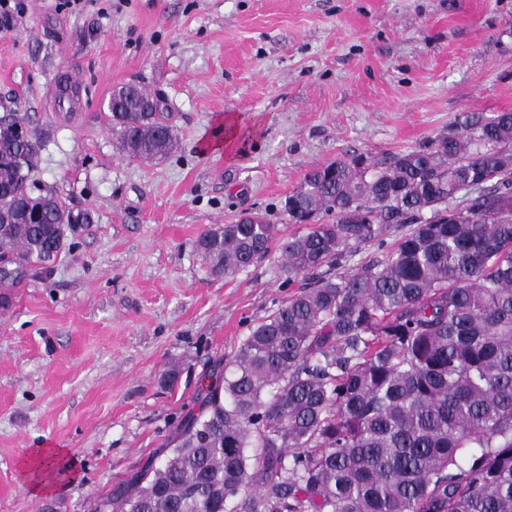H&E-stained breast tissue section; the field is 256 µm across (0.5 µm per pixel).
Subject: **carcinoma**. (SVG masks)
<instances>
[{"mask_svg": "<svg viewBox=\"0 0 512 512\" xmlns=\"http://www.w3.org/2000/svg\"><path fill=\"white\" fill-rule=\"evenodd\" d=\"M134 83L112 92L132 158H164L169 114ZM455 130L389 156L308 171L284 208L296 291L252 326L201 392L177 445L97 512H512V111L466 112ZM39 150L0 124V283L51 261L69 207L33 195ZM482 194L448 207L466 186ZM408 231L377 262L347 249ZM273 225L220 224L198 239L215 275L265 256Z\"/></svg>", "mask_w": 512, "mask_h": 512, "instance_id": "1", "label": "carcinoma"}]
</instances>
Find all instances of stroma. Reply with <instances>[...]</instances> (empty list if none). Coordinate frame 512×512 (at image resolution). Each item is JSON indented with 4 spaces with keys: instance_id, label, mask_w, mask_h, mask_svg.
<instances>
[{
    "instance_id": "35a3bbf8",
    "label": "stroma",
    "mask_w": 512,
    "mask_h": 512,
    "mask_svg": "<svg viewBox=\"0 0 512 512\" xmlns=\"http://www.w3.org/2000/svg\"><path fill=\"white\" fill-rule=\"evenodd\" d=\"M0 21V116L40 149L33 178L76 213L48 268L0 307V512H95L162 458L202 388L290 289L284 209L304 174L404 153L457 114L512 110V0H20ZM161 99L177 143L128 158L114 89ZM262 137L226 162L200 139L218 116ZM246 215L275 227L266 258L211 273L202 233ZM68 449L82 478L37 499L18 463Z\"/></svg>"
}]
</instances>
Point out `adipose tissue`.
<instances>
[{
  "label": "adipose tissue",
  "mask_w": 512,
  "mask_h": 512,
  "mask_svg": "<svg viewBox=\"0 0 512 512\" xmlns=\"http://www.w3.org/2000/svg\"><path fill=\"white\" fill-rule=\"evenodd\" d=\"M257 121L227 115L218 118L205 150L223 154L228 162L239 160L250 144L256 143ZM19 471L33 497L60 496L81 478L79 461L64 448H34L20 461Z\"/></svg>",
  "instance_id": "obj_1"
}]
</instances>
